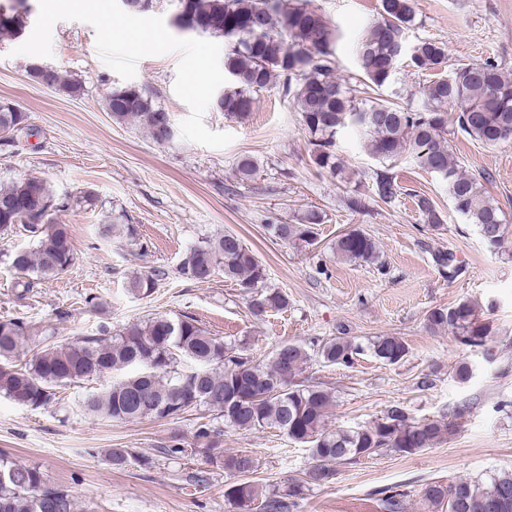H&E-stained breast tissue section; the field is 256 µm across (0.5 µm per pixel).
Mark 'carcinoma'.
<instances>
[{
	"mask_svg": "<svg viewBox=\"0 0 512 512\" xmlns=\"http://www.w3.org/2000/svg\"><path fill=\"white\" fill-rule=\"evenodd\" d=\"M178 7L181 13L176 24L230 43L224 53V73L230 86L215 101L224 115L245 117L253 110L257 93L279 79L283 97L300 112L317 170L336 173V136L350 128L363 139L371 157L389 160L410 150L423 170L447 181L456 212L475 225L490 252H499L512 235V226L486 196L484 185L459 169L448 142L450 110L455 112L457 131L473 140L493 146L512 139V78L489 59L462 64L442 75L437 69L447 58L446 46L426 39L412 45L408 56L409 66L431 73L417 91L421 105L405 108L384 97L396 83L401 58L394 46L405 39L414 23V0H380L379 18L355 50L366 86L361 98L334 78V33L323 15L302 0H178ZM26 19L25 11H0V35L20 34ZM37 82L70 96L82 91L81 84L63 81L48 66L39 71ZM106 109L114 121L133 122L154 142L166 143L162 124L170 121V116L138 89L112 91ZM22 115L12 105L0 103L1 145H10ZM371 193L390 204L398 199L401 186L392 173L380 171ZM89 201V194L74 199L58 197L37 177L0 187V236L21 229L34 242L29 250L4 254L24 290L37 281L59 277L74 264L69 226L59 223L56 213ZM416 207L425 223L433 227L441 223L428 196H418ZM322 223L323 215L311 209L297 224H272L270 229L285 243L307 247L316 243V226ZM99 233L104 238L118 233L129 244H137L132 224H101ZM336 254L350 262H372L378 258V245L354 228L338 238ZM218 269L237 282L253 316L288 308L286 294L263 287L264 267L234 233L201 241L187 251L180 265L182 276L195 282L209 281ZM165 276L161 269L137 275L129 283L130 291L149 296ZM426 325L433 331H451L462 346L483 350L490 361L496 356L492 327L469 301L430 310ZM29 332V326L19 319L0 321V395L15 403L39 408L74 383L137 366L138 372L88 394L82 402L84 410L102 419L132 421L176 418L204 407L219 412L225 424L243 432L277 428L289 440L309 448L316 462L309 473L313 483L333 479L337 465L355 463L383 450L413 455L453 432L451 423L414 422L399 408L356 430L331 429L327 426L330 393L292 383L307 361L301 344L281 343L272 361L264 364L211 335L190 316L174 320L155 315L131 323L113 336H85L64 345L41 336L37 341L41 348L24 363H17L15 358L30 339ZM365 351L382 362L397 364L409 348L399 336H376L365 346L338 336L321 347L320 356L328 364L349 365ZM183 359L194 361L197 368L178 372ZM221 445L219 431L209 422L197 426L188 448L177 436L163 443L171 456L202 455L210 465L232 475L254 471L250 455L226 454ZM108 459L116 469L133 462L146 468L152 465L151 458L125 448L111 449ZM42 483L39 468L1 456L0 512H77L69 490L56 486L40 493ZM225 497L236 512H285L288 508L284 498L268 495L250 482L230 486ZM423 498L431 512H512V471L481 483L469 479L448 486L432 483L424 488Z\"/></svg>",
	"mask_w": 512,
	"mask_h": 512,
	"instance_id": "cac0c4a2",
	"label": "carcinoma"
}]
</instances>
